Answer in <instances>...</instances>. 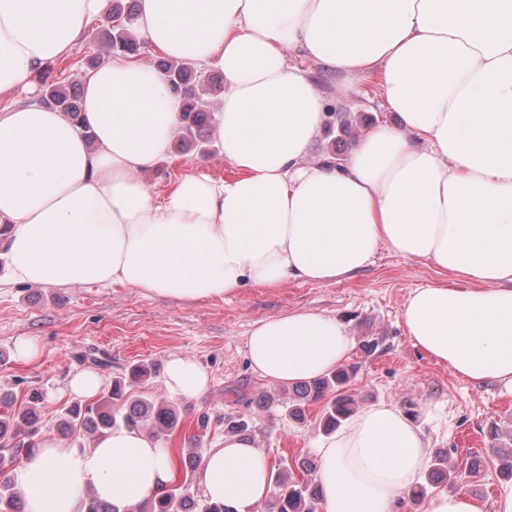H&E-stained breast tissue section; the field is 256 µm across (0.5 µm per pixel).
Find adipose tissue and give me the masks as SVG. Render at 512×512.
<instances>
[{
    "label": "adipose tissue",
    "mask_w": 512,
    "mask_h": 512,
    "mask_svg": "<svg viewBox=\"0 0 512 512\" xmlns=\"http://www.w3.org/2000/svg\"><path fill=\"white\" fill-rule=\"evenodd\" d=\"M111 0H0V95L33 91ZM141 37L224 92L211 134L237 171L177 179L154 201L145 172L169 151L181 104L165 77L115 55L83 86L84 125L30 100L0 108V237L9 278L45 288L120 284L185 301L249 285L331 282L379 244L450 281L412 291L401 316L413 345L459 378L512 394V0H137ZM301 57L353 87L380 77L394 121L369 128L345 164L309 160L328 99ZM352 337L339 320L292 310L256 323L250 368L294 386L340 367ZM165 385L193 400L210 386L172 357ZM323 512H395L431 463L418 421L367 406L319 440ZM25 512H79L85 489L134 505L171 478L168 453L122 427L87 448L52 434L19 470ZM199 486L236 512L271 497L252 436L202 456ZM416 512H512L466 491Z\"/></svg>",
    "instance_id": "ef3b65f1"
}]
</instances>
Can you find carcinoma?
<instances>
[{
	"mask_svg": "<svg viewBox=\"0 0 512 512\" xmlns=\"http://www.w3.org/2000/svg\"><path fill=\"white\" fill-rule=\"evenodd\" d=\"M136 0H112V12L107 16L105 39L107 49L113 53L134 54L140 50L135 30ZM158 69L165 73L170 89L183 100V110L177 128L176 144L181 150H197L204 153L210 146L203 130L209 121L211 101L224 90L223 82L203 78L186 64L164 60ZM42 97L58 111L77 121L81 106L76 94L60 83L40 77ZM155 373L154 365L145 361L132 364L123 377L112 383L108 396L98 401L76 403L60 414L61 429H76L91 434H102L123 424L139 429L153 438L170 433L180 423V411L164 398H146L132 393ZM354 367H341L296 389L291 400L290 413L305 417L306 405L325 401L320 416L323 431L329 433L355 413L358 403L348 393V384ZM42 394L34 391L23 406L0 416V512H22L23 495L17 488L13 470L22 457L36 450L38 435L36 410L42 403ZM493 452L501 461V472L512 478V435L494 438ZM190 472L178 486L168 487L156 496L141 501L136 512H233L220 502H211L193 490L192 473L199 467L201 456L197 449L188 453ZM448 460L441 453L434 454L433 464L427 476V485L451 474ZM320 501L319 486L315 481H295L288 467L278 470L274 476L273 499L269 512H315ZM83 505L86 512H120V508L101 500L94 490L86 491Z\"/></svg>",
	"mask_w": 512,
	"mask_h": 512,
	"instance_id": "obj_1",
	"label": "carcinoma"
}]
</instances>
